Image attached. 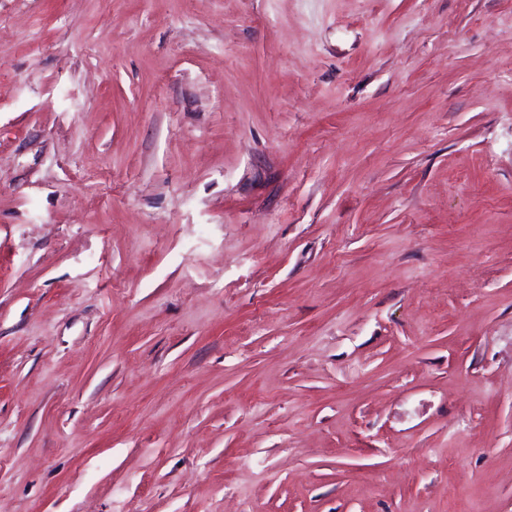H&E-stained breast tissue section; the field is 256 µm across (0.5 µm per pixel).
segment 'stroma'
<instances>
[{"label": "stroma", "mask_w": 512, "mask_h": 512, "mask_svg": "<svg viewBox=\"0 0 512 512\" xmlns=\"http://www.w3.org/2000/svg\"><path fill=\"white\" fill-rule=\"evenodd\" d=\"M0 512H512V0H0Z\"/></svg>", "instance_id": "35a3bbf8"}]
</instances>
